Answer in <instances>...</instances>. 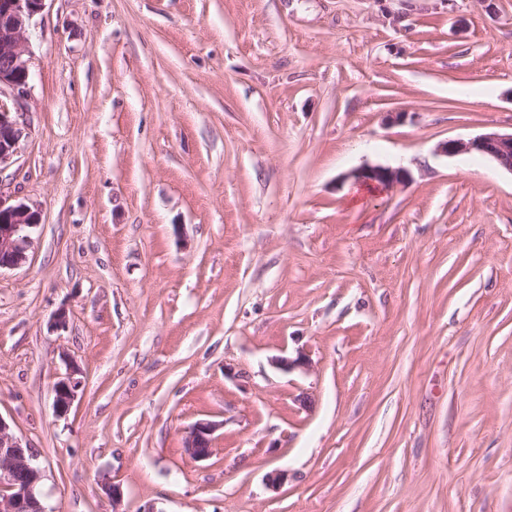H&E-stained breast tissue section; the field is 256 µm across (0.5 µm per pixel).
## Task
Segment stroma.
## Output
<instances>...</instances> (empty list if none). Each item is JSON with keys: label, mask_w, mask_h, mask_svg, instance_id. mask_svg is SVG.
<instances>
[{"label": "stroma", "mask_w": 512, "mask_h": 512, "mask_svg": "<svg viewBox=\"0 0 512 512\" xmlns=\"http://www.w3.org/2000/svg\"><path fill=\"white\" fill-rule=\"evenodd\" d=\"M25 57L0 417L48 512H512V172L437 150L512 131V0H46ZM356 182L371 185L374 188L390 189L398 185H406L409 173L403 168L383 166H366L350 174ZM40 224V212L0 194V271L27 259L30 234ZM273 363L278 369L288 373L297 369L307 370L311 366L307 353L300 350L292 355L284 350L273 359ZM79 375V367L71 361L65 376L59 378L54 384V409L58 416L66 415L77 398L82 384L81 379L78 378ZM219 424L208 419H200L190 425L183 442L184 453L194 461L209 459L215 448H212L214 433Z\"/></svg>", "instance_id": "stroma-1"}]
</instances>
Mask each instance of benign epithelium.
Segmentation results:
<instances>
[{
    "instance_id": "1",
    "label": "benign epithelium",
    "mask_w": 512,
    "mask_h": 512,
    "mask_svg": "<svg viewBox=\"0 0 512 512\" xmlns=\"http://www.w3.org/2000/svg\"><path fill=\"white\" fill-rule=\"evenodd\" d=\"M45 6V0H0V96L7 95L19 104L27 94L30 70L24 59V46L29 39L33 17ZM0 100V168L9 164L21 136L18 117ZM447 155L478 154L489 157L512 171V132H487L468 140H448L438 146ZM355 181L375 188L390 189L406 185L409 173L403 168L366 166L350 174ZM40 224V212L22 203H12L0 193V270L14 268L27 259L30 234ZM284 371L306 370L311 366L304 351L289 354L282 351L273 359ZM80 369L69 364L65 376L53 386L54 409L66 414L81 388ZM219 423L200 419L190 425L183 442L184 453L194 461L209 459ZM44 470L35 449L23 444L10 424L0 416V512H46L39 494Z\"/></svg>"
}]
</instances>
